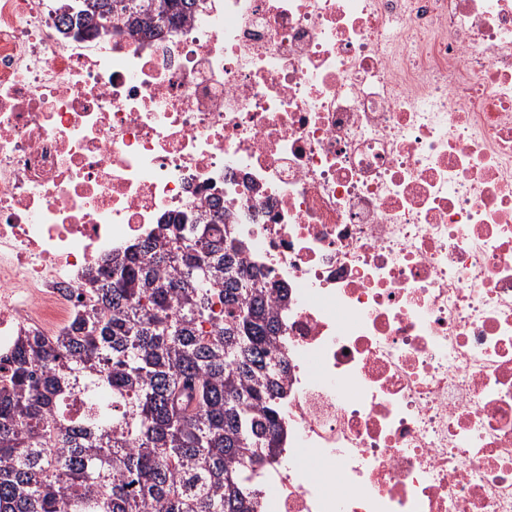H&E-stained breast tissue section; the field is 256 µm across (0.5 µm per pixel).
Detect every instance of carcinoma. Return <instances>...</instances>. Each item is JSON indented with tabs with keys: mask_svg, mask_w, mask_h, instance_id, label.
Returning a JSON list of instances; mask_svg holds the SVG:
<instances>
[{
	"mask_svg": "<svg viewBox=\"0 0 512 512\" xmlns=\"http://www.w3.org/2000/svg\"><path fill=\"white\" fill-rule=\"evenodd\" d=\"M197 0H71L94 30L158 35ZM191 208L85 275L82 313L0 362V512H255L281 448L287 360L269 274ZM86 410L71 412L74 396Z\"/></svg>",
	"mask_w": 512,
	"mask_h": 512,
	"instance_id": "cac0c4a2",
	"label": "carcinoma"
}]
</instances>
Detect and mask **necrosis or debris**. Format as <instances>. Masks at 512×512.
Masks as SVG:
<instances>
[{
  "label": "necrosis or debris",
  "instance_id": "4bbe7bcc",
  "mask_svg": "<svg viewBox=\"0 0 512 512\" xmlns=\"http://www.w3.org/2000/svg\"><path fill=\"white\" fill-rule=\"evenodd\" d=\"M64 6L0 0V359L216 196L288 291L257 512H512V0ZM197 0H71L67 18L79 26L112 28L130 36L158 35L176 21L191 17ZM75 17V18H74Z\"/></svg>",
  "mask_w": 512,
  "mask_h": 512
}]
</instances>
